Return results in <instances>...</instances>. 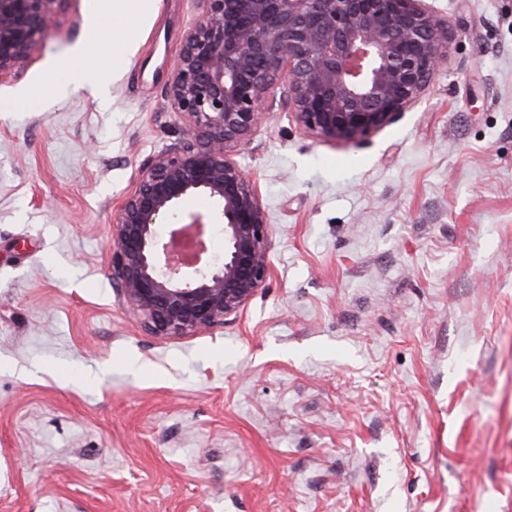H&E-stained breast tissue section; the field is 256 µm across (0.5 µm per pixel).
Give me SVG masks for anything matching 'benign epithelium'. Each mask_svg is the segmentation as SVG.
Wrapping results in <instances>:
<instances>
[{"mask_svg": "<svg viewBox=\"0 0 512 512\" xmlns=\"http://www.w3.org/2000/svg\"><path fill=\"white\" fill-rule=\"evenodd\" d=\"M58 0H0V80L14 77ZM165 90L177 142L140 168L112 216V281L158 336L201 332L266 286L269 222L240 150L290 112L308 134L356 141L394 123L448 59V21L422 0H204ZM204 195V214L183 209ZM220 227L224 253L177 262L171 242Z\"/></svg>", "mask_w": 512, "mask_h": 512, "instance_id": "obj_1", "label": "benign epithelium"}]
</instances>
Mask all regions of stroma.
<instances>
[{
	"instance_id": "35a3bbf8",
	"label": "stroma",
	"mask_w": 512,
	"mask_h": 512,
	"mask_svg": "<svg viewBox=\"0 0 512 512\" xmlns=\"http://www.w3.org/2000/svg\"><path fill=\"white\" fill-rule=\"evenodd\" d=\"M436 84L355 143L275 111L270 277L156 336L112 284V213L179 136L203 0H152L104 96L110 0H58L0 83V512H512V0H424ZM67 83L69 96L56 88ZM66 65L78 70L82 84L100 89L105 86L109 70L104 65L78 62H67Z\"/></svg>"
}]
</instances>
